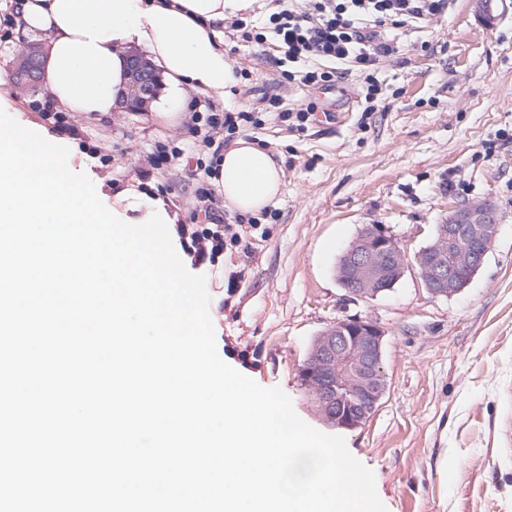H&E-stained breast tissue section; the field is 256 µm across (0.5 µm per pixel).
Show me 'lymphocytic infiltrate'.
Instances as JSON below:
<instances>
[{"mask_svg":"<svg viewBox=\"0 0 512 512\" xmlns=\"http://www.w3.org/2000/svg\"><path fill=\"white\" fill-rule=\"evenodd\" d=\"M269 32L247 27L236 20L233 30L245 42L260 43L273 34L279 53L287 67L284 79L304 86L330 89L350 73L363 76L361 93L366 103L378 95L375 73L387 57L397 53L394 30L416 27L428 18L442 13L448 0H271ZM262 123L255 113L192 112L187 122L195 135V148L212 153L208 175L218 173L221 151L234 135L247 126ZM199 199L205 201L206 223L180 224L176 233L193 266L215 268L224 254L226 243H237L238 233L217 216L212 204L215 191L199 188Z\"/></svg>","mask_w":512,"mask_h":512,"instance_id":"1","label":"lymphocytic infiltrate"}]
</instances>
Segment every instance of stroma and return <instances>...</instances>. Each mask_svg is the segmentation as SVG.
<instances>
[{
  "instance_id": "stroma-1",
  "label": "stroma",
  "mask_w": 512,
  "mask_h": 512,
  "mask_svg": "<svg viewBox=\"0 0 512 512\" xmlns=\"http://www.w3.org/2000/svg\"><path fill=\"white\" fill-rule=\"evenodd\" d=\"M400 51L378 70L381 95L365 111L351 75L329 92L282 81L271 42L225 36L235 63L228 95L193 90L192 102L216 111L265 110L314 101L334 112L297 130L266 117L240 138L262 143L283 170L268 214L238 226L222 272L207 275L217 350L263 387H281L296 414L329 427L300 385V369L328 325L367 318L386 331L388 387L361 427L343 430L349 451L375 474L388 512H512V0H452L449 10L397 32ZM28 39L13 31L0 45V108L15 120L51 127L34 102L43 83L16 80ZM82 144L71 168L95 167L127 186L172 201L183 223L209 184V154L193 149L184 124L162 126L152 109L75 118ZM182 154L159 170L156 145ZM111 155L96 162L95 153ZM492 202L500 230L487 258L461 293L429 296L416 270L386 294L350 300L336 278L343 249L364 225H382L409 252L426 245L435 224L457 206Z\"/></svg>"
}]
</instances>
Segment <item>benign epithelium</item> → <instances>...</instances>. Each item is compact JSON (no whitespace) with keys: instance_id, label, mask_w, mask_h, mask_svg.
<instances>
[{"instance_id":"1","label":"benign epithelium","mask_w":512,"mask_h":512,"mask_svg":"<svg viewBox=\"0 0 512 512\" xmlns=\"http://www.w3.org/2000/svg\"><path fill=\"white\" fill-rule=\"evenodd\" d=\"M21 73L33 79L38 67L37 50L20 53ZM129 82L121 108L140 112L155 96L158 75L151 64L129 56ZM500 228L495 205L489 201L462 204L438 224L426 246L414 254L379 224L365 225L339 258L340 284L350 299L364 300L393 289L413 267L426 292L449 297L466 288L483 266ZM318 363L323 372H307L317 388L319 403L336 410V422L354 429L374 413L387 390L382 354L386 332L366 319H346L325 327Z\"/></svg>"}]
</instances>
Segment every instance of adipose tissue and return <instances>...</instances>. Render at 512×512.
<instances>
[{
	"mask_svg": "<svg viewBox=\"0 0 512 512\" xmlns=\"http://www.w3.org/2000/svg\"><path fill=\"white\" fill-rule=\"evenodd\" d=\"M250 6L251 0H22L18 22L45 44L41 79L57 108L109 116L128 83L126 52L136 45L165 79L155 116L173 125L189 89L223 95L235 85L216 24ZM282 176L265 149L241 139L225 152L215 183L230 210L249 215L275 199Z\"/></svg>",
	"mask_w": 512,
	"mask_h": 512,
	"instance_id": "ef3b65f1",
	"label": "adipose tissue"
}]
</instances>
